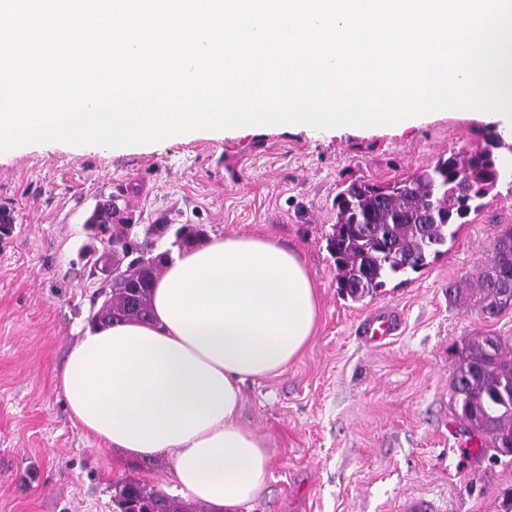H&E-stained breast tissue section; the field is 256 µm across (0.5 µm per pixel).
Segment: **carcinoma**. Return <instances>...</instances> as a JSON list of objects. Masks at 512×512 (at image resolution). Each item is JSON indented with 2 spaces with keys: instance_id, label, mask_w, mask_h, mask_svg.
I'll use <instances>...</instances> for the list:
<instances>
[{
  "instance_id": "1",
  "label": "carcinoma",
  "mask_w": 512,
  "mask_h": 512,
  "mask_svg": "<svg viewBox=\"0 0 512 512\" xmlns=\"http://www.w3.org/2000/svg\"><path fill=\"white\" fill-rule=\"evenodd\" d=\"M498 152L492 132L481 148L450 150L391 182L341 183L327 247L342 296L360 301L388 281L427 267L470 216L483 209L487 186L497 179L512 191V170L496 177L502 171ZM86 224L106 242L108 250L100 257L113 265L112 275L104 279L110 292L91 322L150 321L152 289L169 258V251H156L157 241L170 225L117 219L109 200L92 210ZM205 236L202 227L183 224L175 231L174 244L188 250ZM448 298L489 317L507 308L503 299L512 298L511 227L497 237L476 281L448 284ZM452 393L462 417L485 437L481 451L502 447L512 435V344L499 336L475 338L461 353ZM113 502L116 512H193L135 477L116 482Z\"/></svg>"
}]
</instances>
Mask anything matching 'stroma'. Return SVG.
<instances>
[{"instance_id":"35a3bbf8","label":"stroma","mask_w":512,"mask_h":512,"mask_svg":"<svg viewBox=\"0 0 512 512\" xmlns=\"http://www.w3.org/2000/svg\"><path fill=\"white\" fill-rule=\"evenodd\" d=\"M495 127L474 111H434L400 128H201L113 148L48 141L0 152V205L14 214L0 235V512H112L126 476L171 489L169 456L147 468L103 446L73 424L57 388L101 303L85 255L104 244L84 221L112 197L136 224L276 239L315 281L307 348L244 387L241 421L265 437L271 467L240 512H402L410 498L433 512H504L512 457L449 466L448 427L471 436L451 402L458 360L475 337L512 339V308L481 315L450 303L448 285L476 273L512 226V194L499 186L428 267L357 302L339 295L327 249L341 182L397 179L483 145ZM379 313L395 331L373 345L360 325Z\"/></svg>"}]
</instances>
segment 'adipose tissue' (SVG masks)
Here are the masks:
<instances>
[{"instance_id": "1", "label": "adipose tissue", "mask_w": 512, "mask_h": 512, "mask_svg": "<svg viewBox=\"0 0 512 512\" xmlns=\"http://www.w3.org/2000/svg\"><path fill=\"white\" fill-rule=\"evenodd\" d=\"M148 324L88 328L58 386L72 420L134 458L169 455L179 496L238 512L265 489L266 440L241 425L246 381L282 373L309 344L317 294L299 255L234 235L174 253Z\"/></svg>"}]
</instances>
